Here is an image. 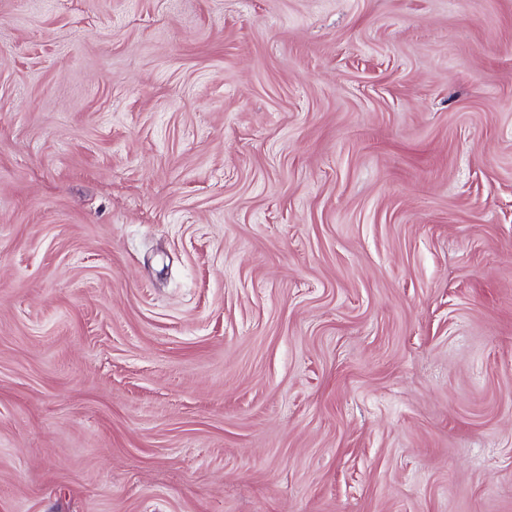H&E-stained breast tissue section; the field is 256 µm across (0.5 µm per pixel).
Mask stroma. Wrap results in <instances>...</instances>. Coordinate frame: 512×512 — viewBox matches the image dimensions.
<instances>
[{"label":"stroma","instance_id":"stroma-1","mask_svg":"<svg viewBox=\"0 0 512 512\" xmlns=\"http://www.w3.org/2000/svg\"><path fill=\"white\" fill-rule=\"evenodd\" d=\"M0 512H512V0H0Z\"/></svg>","mask_w":512,"mask_h":512}]
</instances>
